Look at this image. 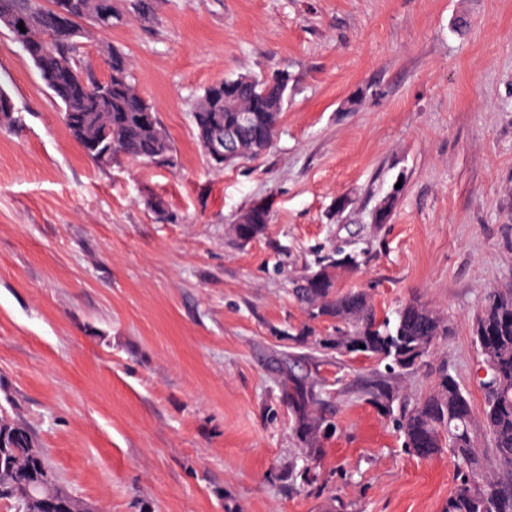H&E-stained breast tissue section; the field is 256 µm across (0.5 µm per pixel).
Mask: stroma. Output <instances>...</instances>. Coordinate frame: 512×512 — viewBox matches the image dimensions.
<instances>
[{
	"instance_id": "1",
	"label": "stroma",
	"mask_w": 512,
	"mask_h": 512,
	"mask_svg": "<svg viewBox=\"0 0 512 512\" xmlns=\"http://www.w3.org/2000/svg\"><path fill=\"white\" fill-rule=\"evenodd\" d=\"M132 61L177 159L99 168L36 69L0 29V404L12 401L93 512H442L449 454L403 446L394 413L440 364L480 413L474 317L512 288V0H158L84 41ZM291 76L278 135L217 172L193 133L204 87ZM386 223L372 212L390 191ZM349 205L337 212L336 201ZM262 203L247 244L229 228ZM338 289L378 312L416 298L450 317L396 378L384 362L313 352L293 282L335 249ZM311 373L332 431L304 454L280 381ZM269 222L268 208L261 204H255L240 212L236 217L232 226L233 237L241 244L248 243L263 234Z\"/></svg>"
}]
</instances>
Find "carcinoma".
Returning a JSON list of instances; mask_svg holds the SVG:
<instances>
[{
    "label": "carcinoma",
    "mask_w": 512,
    "mask_h": 512,
    "mask_svg": "<svg viewBox=\"0 0 512 512\" xmlns=\"http://www.w3.org/2000/svg\"><path fill=\"white\" fill-rule=\"evenodd\" d=\"M155 10L156 0H0V27L6 29L15 20L26 24L24 39L35 47L26 56L58 103L70 135L100 167H110L122 156L175 165L169 138L152 105L136 87L127 54L112 48V76L105 78L80 58L81 40L112 30L126 14L149 21ZM62 11L80 24L71 41L54 35ZM66 67L71 79L87 86L79 102L57 89L54 74ZM290 81L288 72L282 70L262 78L238 75L206 86L191 112L198 145H205L214 124L233 122L248 112L253 126L245 134L241 159L261 155L276 134ZM225 83L237 86L235 99H224L221 85ZM14 112L12 98L0 90V127L16 122ZM269 222L268 208L255 204L236 217L233 237L248 243L263 234ZM338 266H358L357 256H326L293 289L310 319L336 322V336L323 339L320 347L344 355L349 353L346 342L355 338L365 345L355 352L388 360L390 366L404 370L422 359L438 338L449 334V317L418 299L380 318L365 292H336L333 270ZM474 342L486 372L481 414H473L461 384L442 365L429 391L403 410L396 424L404 447L412 454L431 459L446 450L455 459L460 477L442 512H512V289H493L485 295L475 321ZM284 393L304 447H316L321 430L330 428L314 414L323 402L318 381L311 375L291 374ZM369 394L383 409L393 410L395 392L390 383H375ZM29 447L27 441L16 443L4 455L9 479L0 480V499L13 503L15 512L33 507L47 486L65 491L45 450H36L37 457L32 458Z\"/></svg>",
    "instance_id": "cac0c4a2"
}]
</instances>
